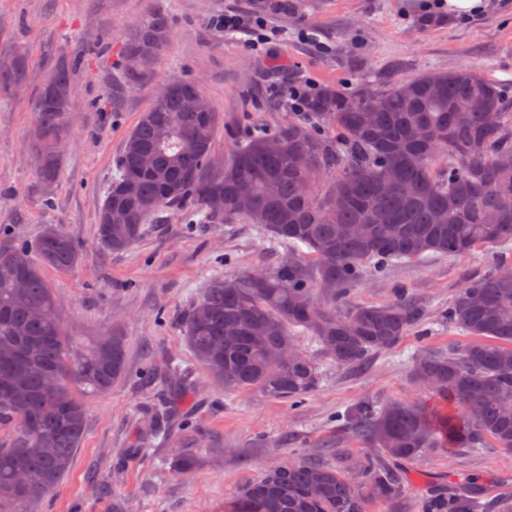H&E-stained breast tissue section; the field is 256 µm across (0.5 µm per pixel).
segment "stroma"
I'll return each instance as SVG.
<instances>
[{
    "label": "stroma",
    "mask_w": 512,
    "mask_h": 512,
    "mask_svg": "<svg viewBox=\"0 0 512 512\" xmlns=\"http://www.w3.org/2000/svg\"><path fill=\"white\" fill-rule=\"evenodd\" d=\"M295 13L266 15L280 40L270 55L227 37L214 19L253 17L252 0H0V59L23 57L27 82L0 91V245L33 241L47 227L65 231L81 259L66 272L46 270L56 314L69 336L125 338L126 374L111 391L86 396L82 441L61 485L30 512H224V502L264 470L337 443L353 457L375 448L342 429L336 416L366 400H412L422 390L409 365L420 351L465 344L439 314L468 276L486 275L512 253L476 250L460 258L406 261L355 288L353 301L381 304L395 288H409L423 310L421 333L351 371L322 366L319 388L300 406L255 391L228 394L196 363L180 318L207 282L258 267L272 268L283 249L272 248L249 224H186L182 210L163 213L131 249L110 253L96 237V218L116 171L123 143L151 105L155 85L174 78L197 81L223 123L215 154L259 127L288 115L276 93L283 84L352 89L359 77L398 80L463 63L476 65L512 100V14L492 11L471 21L436 19L427 28L405 0H303ZM167 14L169 40L149 83L113 93L122 45L150 8ZM81 61L73 79L69 144L60 152V177L44 193L29 132L33 100L50 64ZM232 265H225V256ZM181 365L175 380L170 365ZM177 399L191 432L173 431L170 445L189 449L186 473L158 468L160 449L147 445L143 417L156 391ZM410 492L459 490L476 483L482 503L512 496V452L486 443L479 452H431L400 466Z\"/></svg>",
    "instance_id": "35a3bbf8"
}]
</instances>
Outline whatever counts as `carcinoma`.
<instances>
[{"label": "carcinoma", "mask_w": 512, "mask_h": 512, "mask_svg": "<svg viewBox=\"0 0 512 512\" xmlns=\"http://www.w3.org/2000/svg\"><path fill=\"white\" fill-rule=\"evenodd\" d=\"M257 12L293 10L288 0H254ZM166 16L151 10L123 47L116 88L147 83L168 40ZM77 64L59 61L34 99L43 159L42 186L59 178ZM26 73L0 60V88ZM127 135L117 173L99 207L96 236L124 252L145 225L181 206L200 224H251L288 259L209 280L180 327L195 360L227 394L257 390L299 406L321 381L320 363L360 369L400 344L422 312L407 288L384 304L357 303L352 289L367 274L428 254L463 256L479 247L512 249V108L504 90L474 66L432 70L383 85L371 76L351 91L316 89L301 112L240 141L221 166L210 163L222 121L192 79L166 81ZM461 99L468 112L455 111ZM496 114V124L486 113ZM301 150L307 165L291 154ZM149 153L153 167L138 170ZM276 193L268 195L269 182ZM224 199L215 207L212 199ZM79 260L75 241L49 227L36 240L0 247V499L14 512L58 487L82 439L87 408L77 393H106L125 374L123 338L109 343L62 333L42 269ZM440 323L471 337L459 348L425 350L410 374L427 398L361 402L336 415L380 457L326 462L301 456L245 483L224 512H482L471 490L419 495L389 462H416L430 450L512 451V280L494 271L467 279ZM309 338L316 356L298 347ZM298 356L281 361L283 347ZM52 371L51 389L42 382ZM173 402L160 400L148 421L166 436ZM427 433L419 434V427Z\"/></svg>", "instance_id": "1"}]
</instances>
